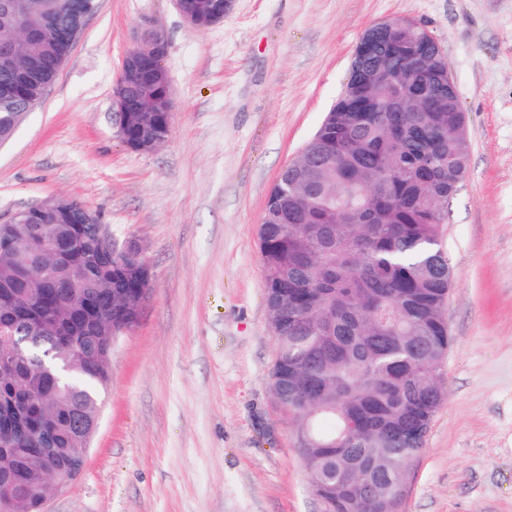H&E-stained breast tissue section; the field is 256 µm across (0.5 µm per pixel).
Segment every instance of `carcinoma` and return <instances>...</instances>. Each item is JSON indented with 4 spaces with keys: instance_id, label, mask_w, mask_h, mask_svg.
<instances>
[{
    "instance_id": "cac0c4a2",
    "label": "carcinoma",
    "mask_w": 512,
    "mask_h": 512,
    "mask_svg": "<svg viewBox=\"0 0 512 512\" xmlns=\"http://www.w3.org/2000/svg\"><path fill=\"white\" fill-rule=\"evenodd\" d=\"M9 2L0 0V43L20 41L22 48L13 67H0V94L17 93V111L26 112L79 39L89 0H28L38 29L32 42ZM405 22L373 25L375 53L350 64L361 73L347 77L312 138L321 158L313 162L305 152L280 174L288 178L287 221L272 222L280 203L272 191L258 229L277 340L271 389L294 419L312 492L328 500L325 512H399L403 466L422 449L443 400L431 369L450 343L443 308L451 275L440 265L438 243L444 206L467 171L466 116L448 89L438 44ZM415 55L433 111L416 112L412 101L406 112H371L366 120L350 111L358 80L383 103L389 86L374 75L401 78ZM32 58L43 68L22 81ZM161 98L155 94L127 113L128 147L158 130ZM71 203L70 209L53 201L29 207L46 240L71 225L95 238L93 216L83 222L84 204ZM42 260L54 266L58 290L46 347L57 349L71 371L57 386L27 363L0 374V479L11 485L10 512H41L51 462L31 449L74 447L78 435L66 416L76 408L93 422L109 380L111 326L137 324V300L152 282L127 266L97 279L80 253L58 264L46 249ZM35 291L0 240V323L30 327L44 310ZM286 378L293 386L285 391Z\"/></svg>"
}]
</instances>
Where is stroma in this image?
Returning <instances> with one entry per match:
<instances>
[{
  "label": "stroma",
  "instance_id": "obj_1",
  "mask_svg": "<svg viewBox=\"0 0 512 512\" xmlns=\"http://www.w3.org/2000/svg\"><path fill=\"white\" fill-rule=\"evenodd\" d=\"M400 17L438 44L470 148L439 240L452 276L444 398L400 512H512V0H236L202 32L176 0H99L0 145V224L75 198L153 273L112 351L84 464L45 512H323L270 388L258 228L364 32ZM148 19L167 33L174 109L166 142L140 152L118 135L112 91Z\"/></svg>",
  "mask_w": 512,
  "mask_h": 512
}]
</instances>
